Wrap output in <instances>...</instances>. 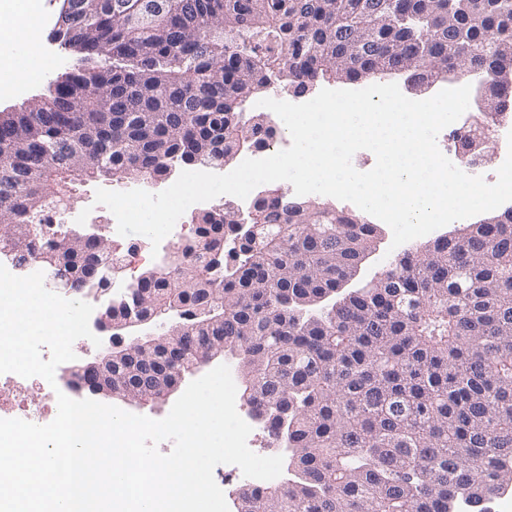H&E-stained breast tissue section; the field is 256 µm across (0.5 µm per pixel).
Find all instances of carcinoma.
Instances as JSON below:
<instances>
[{
    "label": "carcinoma",
    "mask_w": 512,
    "mask_h": 512,
    "mask_svg": "<svg viewBox=\"0 0 512 512\" xmlns=\"http://www.w3.org/2000/svg\"><path fill=\"white\" fill-rule=\"evenodd\" d=\"M82 24L51 39L75 55L46 99L0 113V250L21 265L39 245L51 255L71 231L76 192L136 176L166 181L203 155L222 165L260 146L265 114L244 104L270 78L285 89L374 84L407 68L431 85L437 66L464 55L491 95L512 65V0H82ZM390 21L369 32L360 4ZM429 45L428 55L418 42ZM105 92L92 97V80ZM101 137L102 161L81 153ZM75 156L57 167L51 149ZM192 219L187 260L112 307L192 326L170 348L148 347L138 364L113 350L117 385L136 388L164 366L214 355L237 359L241 405L265 414L268 436L292 449L294 480L244 492L243 512H454L464 499L489 512L512 485V224H468L431 246L398 255L376 281L336 299L375 246L377 225L319 197L258 196L239 222L216 203ZM47 233L29 236L28 225ZM107 261L96 278L83 249ZM73 263L47 272L103 288L112 255L99 241L72 248Z\"/></svg>",
    "instance_id": "obj_1"
}]
</instances>
